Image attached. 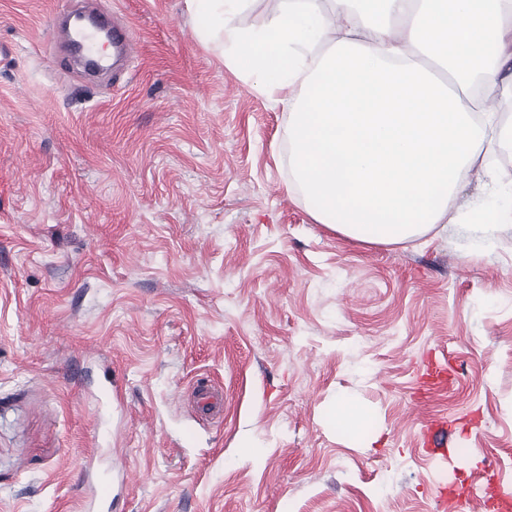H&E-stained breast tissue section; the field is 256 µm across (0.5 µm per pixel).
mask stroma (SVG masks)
<instances>
[{"mask_svg":"<svg viewBox=\"0 0 512 512\" xmlns=\"http://www.w3.org/2000/svg\"><path fill=\"white\" fill-rule=\"evenodd\" d=\"M78 3L0 0V512H82L97 448L124 467L112 512H438L432 482L489 462L512 490V221L338 233L293 180L287 108L186 0H96L138 38L98 82L56 42ZM446 355L454 389L414 415ZM422 415L455 421L453 464ZM222 391L208 382H197L195 402L201 414H211L223 410ZM371 416L356 402L345 396H336L331 408V420L349 437L358 436ZM426 449L432 454L443 453L447 450V441L450 429L444 423L425 422L421 427Z\"/></svg>","mask_w":512,"mask_h":512,"instance_id":"obj_1","label":"stroma"}]
</instances>
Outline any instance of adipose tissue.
<instances>
[{
  "mask_svg": "<svg viewBox=\"0 0 512 512\" xmlns=\"http://www.w3.org/2000/svg\"><path fill=\"white\" fill-rule=\"evenodd\" d=\"M207 40L290 114L293 175L313 216L397 244L447 223L471 183L492 202L463 220L494 230L506 192L485 163L512 152V0H281L257 29L247 0H190Z\"/></svg>",
  "mask_w": 512,
  "mask_h": 512,
  "instance_id": "ef3b65f1",
  "label": "adipose tissue"
}]
</instances>
